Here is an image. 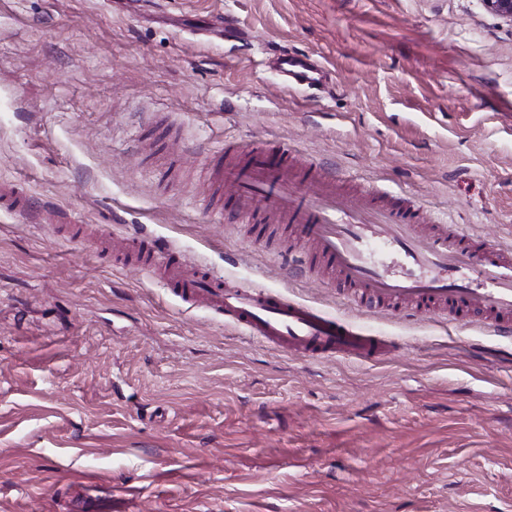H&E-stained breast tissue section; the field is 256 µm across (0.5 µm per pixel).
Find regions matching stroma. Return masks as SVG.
Wrapping results in <instances>:
<instances>
[{
  "label": "stroma",
  "mask_w": 512,
  "mask_h": 512,
  "mask_svg": "<svg viewBox=\"0 0 512 512\" xmlns=\"http://www.w3.org/2000/svg\"><path fill=\"white\" fill-rule=\"evenodd\" d=\"M285 52L323 83L285 86ZM270 140L512 246V26L481 0H0V185L29 200L0 207V512H512L507 341L289 276L214 165ZM133 236L401 348L249 338L113 255Z\"/></svg>",
  "instance_id": "1"
}]
</instances>
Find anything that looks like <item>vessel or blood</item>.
I'll list each match as a JSON object with an SVG mask.
<instances>
[{
    "instance_id": "b4317fda",
    "label": "vessel or blood",
    "mask_w": 512,
    "mask_h": 512,
    "mask_svg": "<svg viewBox=\"0 0 512 512\" xmlns=\"http://www.w3.org/2000/svg\"><path fill=\"white\" fill-rule=\"evenodd\" d=\"M280 72L311 86L324 77L322 69L288 55ZM222 173L235 188L225 207L269 241L276 236L273 215H283L303 246L293 270L316 265L333 272L341 296L355 307L405 317L444 311L460 324L479 316L496 336L512 340L511 247L482 245L454 224L419 232L417 201L373 207L338 195L328 173L277 142L260 143ZM130 247L165 270L181 299L204 300L249 336L282 349L313 359H370L390 348L388 337L364 333L311 305L233 287L201 270L186 273L184 254L162 239H137Z\"/></svg>"
}]
</instances>
